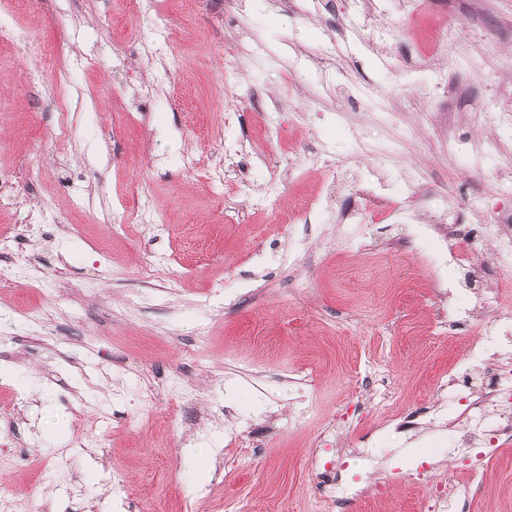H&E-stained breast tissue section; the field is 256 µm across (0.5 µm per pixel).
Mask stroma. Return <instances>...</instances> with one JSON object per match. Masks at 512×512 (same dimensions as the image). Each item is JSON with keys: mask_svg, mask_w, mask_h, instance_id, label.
I'll return each mask as SVG.
<instances>
[{"mask_svg": "<svg viewBox=\"0 0 512 512\" xmlns=\"http://www.w3.org/2000/svg\"><path fill=\"white\" fill-rule=\"evenodd\" d=\"M8 3L0 497L324 512L319 460L358 489L345 512H430L463 429L396 421L480 374L438 309L512 313L498 243L476 293L433 231L512 208V0ZM452 15L463 30L432 50ZM136 203L158 222H131ZM172 372L194 390L181 418L138 397ZM495 445L469 512H512V436Z\"/></svg>", "mask_w": 512, "mask_h": 512, "instance_id": "stroma-1", "label": "stroma"}]
</instances>
